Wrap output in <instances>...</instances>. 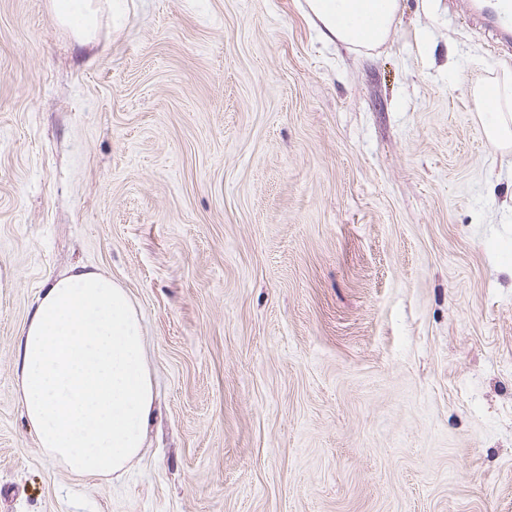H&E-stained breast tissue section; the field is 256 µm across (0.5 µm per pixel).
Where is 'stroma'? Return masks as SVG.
I'll return each instance as SVG.
<instances>
[{
    "label": "stroma",
    "instance_id": "obj_1",
    "mask_svg": "<svg viewBox=\"0 0 512 512\" xmlns=\"http://www.w3.org/2000/svg\"><path fill=\"white\" fill-rule=\"evenodd\" d=\"M463 0L387 41L305 0H0V512H512V86ZM138 308L159 413L83 480L15 395L36 292ZM57 13L76 25L83 33V44L90 42L96 25L97 8L92 0H53ZM474 96L480 111L490 116L485 127L487 138L500 148L512 147V93L510 95L506 89L477 86Z\"/></svg>",
    "mask_w": 512,
    "mask_h": 512
}]
</instances>
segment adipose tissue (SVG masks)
<instances>
[{
    "mask_svg": "<svg viewBox=\"0 0 512 512\" xmlns=\"http://www.w3.org/2000/svg\"><path fill=\"white\" fill-rule=\"evenodd\" d=\"M325 40L375 48L400 0H307ZM485 133L512 147V93L475 87ZM16 394L39 445L74 474L100 478L139 458L156 409L141 314L126 288L84 266L34 299L16 349Z\"/></svg>",
    "mask_w": 512,
    "mask_h": 512,
    "instance_id": "obj_1",
    "label": "adipose tissue"
}]
</instances>
